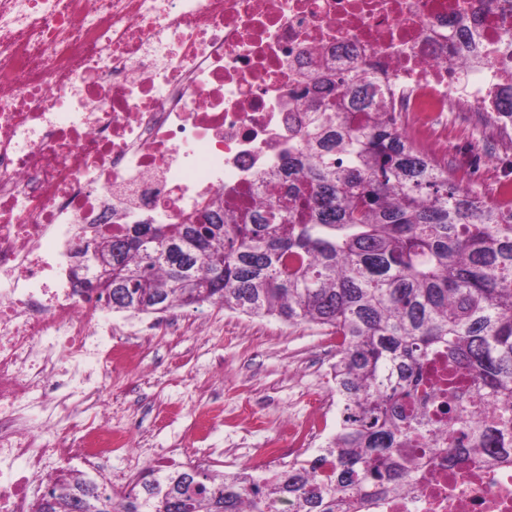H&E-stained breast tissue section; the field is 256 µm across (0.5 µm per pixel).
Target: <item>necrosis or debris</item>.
I'll list each match as a JSON object with an SVG mask.
<instances>
[{"label":"necrosis or debris","mask_w":512,"mask_h":512,"mask_svg":"<svg viewBox=\"0 0 512 512\" xmlns=\"http://www.w3.org/2000/svg\"><path fill=\"white\" fill-rule=\"evenodd\" d=\"M487 57L452 54L457 28ZM512 0H0V512H34L54 465L139 461L109 403L123 358L108 308L63 271L86 239L208 202L262 204L260 177L299 149L304 87L358 68L396 128L440 140L452 112L512 140ZM79 414L81 434L60 435ZM411 493L357 512H512V434L497 461L417 449Z\"/></svg>","instance_id":"1"}]
</instances>
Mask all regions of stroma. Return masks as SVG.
Here are the masks:
<instances>
[{"label": "stroma", "instance_id": "35a3bbf8", "mask_svg": "<svg viewBox=\"0 0 512 512\" xmlns=\"http://www.w3.org/2000/svg\"><path fill=\"white\" fill-rule=\"evenodd\" d=\"M497 144L483 138L472 119L449 115L448 166L458 170L486 154L490 164L479 186L486 198L497 194L503 164ZM178 330H152L145 315L113 314L126 326L120 336L139 377L113 371L112 387L100 399L112 404V422L134 423L148 454L167 460L168 468L191 463L196 453L217 449L206 467L227 472L269 469L260 448L266 429L287 430L290 421L320 412L322 437L336 429V394L324 359L328 328L290 325L275 318H250L219 305L182 307ZM223 409L204 434L196 416Z\"/></svg>", "mask_w": 512, "mask_h": 512}]
</instances>
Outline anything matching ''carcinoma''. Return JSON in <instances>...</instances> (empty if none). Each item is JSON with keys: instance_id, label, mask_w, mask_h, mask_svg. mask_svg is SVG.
Returning <instances> with one entry per match:
<instances>
[{"instance_id": "cac0c4a2", "label": "carcinoma", "mask_w": 512, "mask_h": 512, "mask_svg": "<svg viewBox=\"0 0 512 512\" xmlns=\"http://www.w3.org/2000/svg\"><path fill=\"white\" fill-rule=\"evenodd\" d=\"M460 53L483 60L472 32ZM313 97L333 115L288 155V178L262 179L261 209L224 201L198 224H131L110 241L114 313L158 315L218 304L250 317L313 324L336 336V431L314 456L271 475L183 468L92 496L79 473L51 480L37 512H349L356 496L410 489L414 449L497 459L512 431V203L461 186L422 146L374 111L371 78ZM448 360V385L429 378Z\"/></svg>"}]
</instances>
